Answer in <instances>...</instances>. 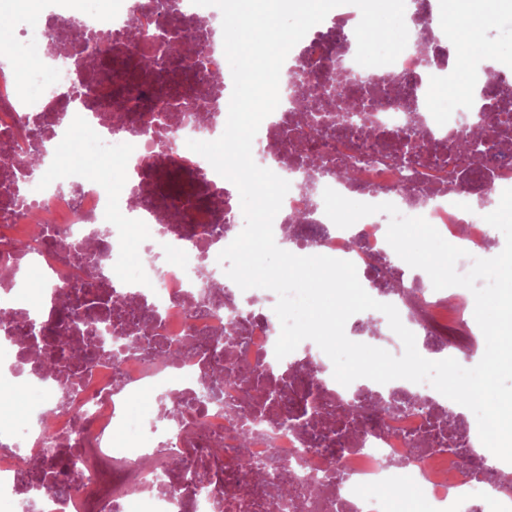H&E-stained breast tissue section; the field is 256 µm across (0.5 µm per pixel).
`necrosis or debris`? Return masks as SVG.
<instances>
[{
	"label": "necrosis or debris",
	"mask_w": 512,
	"mask_h": 512,
	"mask_svg": "<svg viewBox=\"0 0 512 512\" xmlns=\"http://www.w3.org/2000/svg\"><path fill=\"white\" fill-rule=\"evenodd\" d=\"M31 12L10 14V39L0 63V387L28 382L32 405L53 408L49 433L30 431L25 419L0 430V507L5 512H385L372 486H417L424 512H468L472 501H492L512 512V493L499 480L512 470L489 466L487 480L463 473L467 460L483 462L477 426L448 428L454 401L430 384L397 379L385 384L361 378L344 386L333 377L323 351L311 357L275 356L280 322L271 310L242 297L218 262L240 233L242 209L236 186L186 142L213 141L224 132L233 90L225 61L222 14L191 0H107L89 10L85 0H36ZM139 35L126 31L130 14ZM82 21L87 31L111 36L104 56L85 41H61L63 26ZM406 48L389 65L365 69L355 61L348 36L360 16L343 6L321 29L292 48V67L280 79L278 107L261 123L252 145L257 165L290 183L273 221L276 243L291 253L314 251L354 263L377 301L396 307L416 337L423 357L472 353L474 297L449 288L435 295L408 280L391 259L385 226L364 217L349 228L326 215L325 188L357 202L393 203L417 213L467 255L456 264L467 273L473 258H487L498 237L476 217L464 219L461 194H501L512 188V41L496 42V64L487 66L477 46H441L431 6L408 0ZM40 50L44 69L21 76L14 61ZM150 53L152 64L138 82L124 62ZM473 65L465 81L483 94V111L458 99L448 115L422 112L425 76L455 78L452 58ZM353 75L343 87L344 105L367 113L368 126L344 124L323 92L336 66ZM483 127L508 132L499 152L483 160L482 183L466 181V155L449 162L458 130ZM45 141H80L85 156L123 149L117 179L101 178L86 165L67 170L29 164L33 130ZM351 178H344V171ZM126 221H112L115 209ZM143 227L133 268L118 273L128 227ZM39 269L31 287L19 272ZM79 308L67 323L66 344L26 331L32 315L55 327L61 305ZM237 321L242 333L211 353ZM168 342L170 353L131 351V337ZM108 354L79 369L77 351L87 340ZM220 389L222 401L196 397ZM158 400L156 411L132 417L142 393ZM409 398L398 412L387 396ZM360 403L354 423L338 419ZM249 444H242L243 428ZM132 432L127 446L116 430ZM219 454H212V447ZM261 466L276 467L293 489L275 488L238 466L241 452ZM71 463L66 491L51 486L53 458Z\"/></svg>",
	"instance_id": "obj_1"
}]
</instances>
